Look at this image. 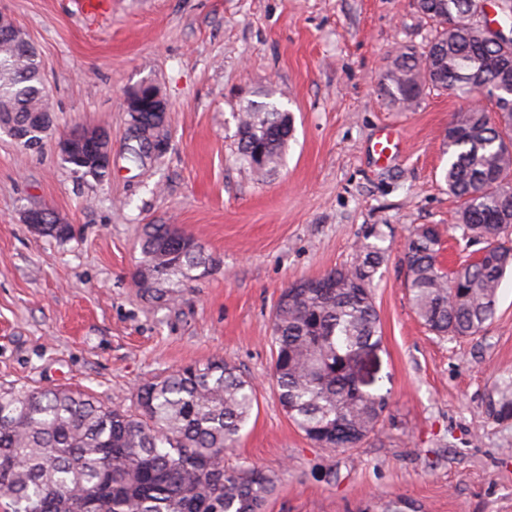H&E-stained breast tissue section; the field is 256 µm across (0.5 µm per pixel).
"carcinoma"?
<instances>
[{
    "label": "carcinoma",
    "mask_w": 512,
    "mask_h": 512,
    "mask_svg": "<svg viewBox=\"0 0 512 512\" xmlns=\"http://www.w3.org/2000/svg\"><path fill=\"white\" fill-rule=\"evenodd\" d=\"M480 0H418L435 22L423 51H397L378 85L402 109L436 89L470 97L485 95L502 112L469 110L448 125L444 180L460 202L463 236L485 243L482 258L447 272L439 263L443 241L434 225L418 227L408 240L404 288L417 319L437 336L478 335L496 312L497 293L512 271V246L503 241L512 225V40L492 35L477 15ZM450 16L455 27L444 28ZM43 64L25 47L0 48V129L26 151L42 145L51 121L31 126L42 111ZM282 113L273 104L249 105L238 115L240 160L253 164V142H272L276 167L291 128L279 131ZM82 177L102 180L78 157L63 159ZM138 245L154 269L151 292L170 302L190 272L212 269L201 244L175 224H146ZM385 250L361 244L348 266L336 267L283 289L272 322L274 379L288 417L322 448H353L379 425L386 397L355 386L352 354L381 340L373 298ZM137 412L113 409L92 395L65 388L15 391L0 388V512H265L277 478L254 465L224 467L256 402L253 384L222 358L183 366L142 383ZM512 417V386L494 402Z\"/></svg>",
    "instance_id": "1"
}]
</instances>
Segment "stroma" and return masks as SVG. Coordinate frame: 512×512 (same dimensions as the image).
I'll use <instances>...</instances> for the list:
<instances>
[{
    "instance_id": "obj_1",
    "label": "stroma",
    "mask_w": 512,
    "mask_h": 512,
    "mask_svg": "<svg viewBox=\"0 0 512 512\" xmlns=\"http://www.w3.org/2000/svg\"><path fill=\"white\" fill-rule=\"evenodd\" d=\"M0 0L46 64L52 126L24 150L0 130V387H68L135 407L142 382L221 357L257 403L224 464L278 474L266 512H512V418L493 398L512 383V276L480 335L449 339L414 316L402 258L420 225L448 233L446 268L478 243L455 228L444 144L465 100L428 91L409 110L377 78L401 45L433 30L416 0ZM149 81L169 104L170 145L141 169L125 148L127 90ZM292 116L277 170L257 180L238 155L249 103ZM386 125L402 147L376 161ZM105 130L112 175L77 177L58 143ZM47 207L73 230L62 242L25 224ZM146 224H176L214 260L174 303L135 288ZM378 232L382 341L372 361L387 408L356 447H318L288 418L272 380V318L291 283L351 263Z\"/></svg>"
}]
</instances>
